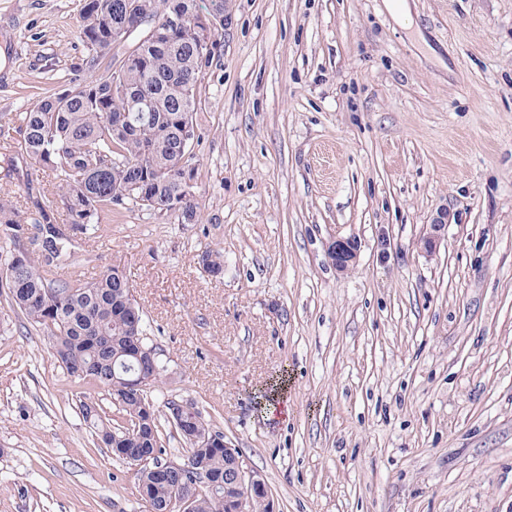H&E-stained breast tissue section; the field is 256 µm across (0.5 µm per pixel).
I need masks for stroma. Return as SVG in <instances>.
<instances>
[{"label": "stroma", "mask_w": 512, "mask_h": 512, "mask_svg": "<svg viewBox=\"0 0 512 512\" xmlns=\"http://www.w3.org/2000/svg\"><path fill=\"white\" fill-rule=\"evenodd\" d=\"M85 0H0V114L82 76ZM230 0L199 85V220L135 202L58 270L118 268L277 512H512V0ZM0 136V198L53 181ZM435 252L422 238L440 213ZM358 240L349 270L331 240ZM214 248L213 277L196 256ZM0 288V512H147Z\"/></svg>", "instance_id": "1"}]
</instances>
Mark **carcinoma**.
<instances>
[{
    "mask_svg": "<svg viewBox=\"0 0 512 512\" xmlns=\"http://www.w3.org/2000/svg\"><path fill=\"white\" fill-rule=\"evenodd\" d=\"M227 0H85L79 34L92 52L83 77L43 96L20 117V150L52 172L56 191L38 190L34 209L22 211L0 199V235L14 244L0 254V288L10 307L46 332L67 374L102 389L128 419L114 428L99 406L83 402L80 412L97 442L112 457L128 461L138 449L141 499L164 509L177 494L192 497V512H227L224 477L235 476L234 458L224 454V433L191 403H168L167 422L181 436L185 455L164 481L151 478L162 459L160 417L148 399L164 365L144 367L131 353L129 320L139 319L138 341L146 345L144 313L133 287L116 268L91 282L61 277L58 268L77 241L95 232L102 215L135 201L146 209L177 212L181 223L198 220L193 188L197 168L195 110L199 83L224 29ZM213 18L204 41L195 30L200 14ZM149 18L155 32L121 59L112 54V33L128 15ZM63 206L67 223L57 221ZM28 239L30 247L22 244ZM197 264L209 275L224 272V255L208 249ZM143 377L135 388L126 381ZM239 512H268L267 490H253Z\"/></svg>",
    "mask_w": 512,
    "mask_h": 512,
    "instance_id": "obj_1",
    "label": "carcinoma"
}]
</instances>
